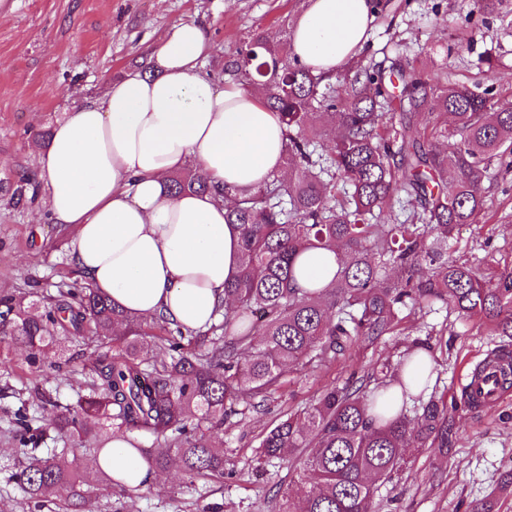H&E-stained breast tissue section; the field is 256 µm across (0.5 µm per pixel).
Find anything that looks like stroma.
Masks as SVG:
<instances>
[{
    "label": "stroma",
    "instance_id": "35a3bbf8",
    "mask_svg": "<svg viewBox=\"0 0 512 512\" xmlns=\"http://www.w3.org/2000/svg\"><path fill=\"white\" fill-rule=\"evenodd\" d=\"M375 19L360 55H399L431 75L456 83L512 87V0L491 15L475 12L472 0H373ZM307 0H6L0 12V180L31 176L33 202L14 207L0 198V293L39 286L49 290L61 276L79 280L70 263V232L50 223L39 177L43 150L38 134L52 131L65 112L99 97L108 82L145 61L159 36L182 21L200 23L212 43L204 71L218 84L231 82L224 62L257 32L277 41L289 35ZM487 223L465 225L448 238L450 259L481 268L512 260V170L499 171L490 188ZM429 337L434 378L430 391L447 394L457 434L451 448H414L379 492L380 512H469L491 500L493 512H512V497L494 490L512 470V389L492 405L471 408L462 395L463 376L508 339L438 303L407 311L396 334L355 345L345 358L284 378L266 410L248 412L225 429L224 456L232 474L189 480L164 470L155 483L129 499L97 482L85 512H278L283 499L304 488L303 459L259 465L262 432L288 406L311 404L319 390L343 386L351 373L374 363L398 362L415 339ZM66 372L46 373L24 364L18 349L0 346V512H55L60 494L29 503L9 476L16 460L10 421L24 400L42 397L75 405L85 389L82 373L106 345L95 337L63 339Z\"/></svg>",
    "mask_w": 512,
    "mask_h": 512
}]
</instances>
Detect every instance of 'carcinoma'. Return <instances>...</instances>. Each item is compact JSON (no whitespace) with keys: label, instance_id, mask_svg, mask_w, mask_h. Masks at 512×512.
<instances>
[{"label":"carcinoma","instance_id":"cac0c4a2","mask_svg":"<svg viewBox=\"0 0 512 512\" xmlns=\"http://www.w3.org/2000/svg\"><path fill=\"white\" fill-rule=\"evenodd\" d=\"M288 56L289 40L257 34L224 65L286 125L288 181L275 176L239 194L224 214L242 236L239 273L224 288L230 306L223 321L195 331L160 315L138 318L109 296L66 280L42 308L28 291L0 294V343L20 348L21 362L31 367L62 368L50 356L60 336L92 333L118 345L89 369L81 412L43 416L39 432L94 444L100 454L105 430L137 431L155 438L149 448L134 446L150 468L162 470L177 458L191 478H222L224 443L203 433L238 424L241 404L261 406L291 370L326 366L358 342L394 333L409 305L445 303L512 337V265L486 272L448 260V235L485 223L492 161L512 168V103L492 84H451L395 62L349 69L340 92L328 94V76ZM317 105L335 110L340 129L325 157L313 150L321 136ZM452 139L458 143L450 151ZM28 184V178L0 181V193L20 204ZM170 187L228 195L189 171L171 176ZM400 192L410 218L379 222ZM309 249L339 257L323 288L298 284V258ZM387 266L395 278L382 280ZM159 331L167 335L160 355L150 342ZM495 360L503 363L506 391L512 359ZM405 364L376 363L359 386L326 387L266 430L259 449L268 464L307 449L306 495L297 505L283 500L281 512H376L379 485L406 464L408 449L452 445L448 404L433 394L415 419L375 413L393 401V389L409 398L420 387L404 378ZM14 440L19 460L11 480L31 502L60 490L75 512L96 478L124 495L133 492L100 467L81 469L72 448L43 454L24 412L17 414Z\"/></svg>","mask_w":512,"mask_h":512}]
</instances>
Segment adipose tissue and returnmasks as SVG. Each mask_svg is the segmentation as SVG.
<instances>
[{
    "mask_svg": "<svg viewBox=\"0 0 512 512\" xmlns=\"http://www.w3.org/2000/svg\"><path fill=\"white\" fill-rule=\"evenodd\" d=\"M373 20V0H310L292 25L290 56L336 72L361 51ZM210 51L200 24L173 25L149 73L127 72L67 113L41 157L47 210L74 227L71 259L88 284L128 314L192 329L224 308L241 230L225 220L223 199L171 193L169 177L189 169L229 191L251 190L282 173L287 143L257 91L217 86L204 73ZM100 465L132 487L155 479L125 435Z\"/></svg>",
    "mask_w": 512,
    "mask_h": 512,
    "instance_id": "adipose-tissue-1",
    "label": "adipose tissue"
}]
</instances>
